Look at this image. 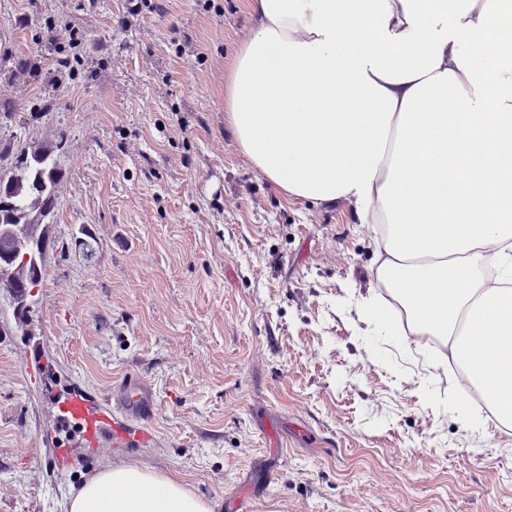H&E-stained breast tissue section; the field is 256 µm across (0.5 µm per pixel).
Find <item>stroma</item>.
Masks as SVG:
<instances>
[{
  "mask_svg": "<svg viewBox=\"0 0 512 512\" xmlns=\"http://www.w3.org/2000/svg\"><path fill=\"white\" fill-rule=\"evenodd\" d=\"M248 3L0 0V149L63 145L28 322L0 289V512H66L107 466L213 512H512V427L435 411L453 371L359 313L380 289L374 234L236 144L224 82ZM33 336L89 390L146 376L159 447L41 463Z\"/></svg>",
  "mask_w": 512,
  "mask_h": 512,
  "instance_id": "35a3bbf8",
  "label": "stroma"
}]
</instances>
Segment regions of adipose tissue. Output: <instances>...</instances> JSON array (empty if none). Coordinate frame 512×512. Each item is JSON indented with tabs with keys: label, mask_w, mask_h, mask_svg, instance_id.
<instances>
[{
	"label": "adipose tissue",
	"mask_w": 512,
	"mask_h": 512,
	"mask_svg": "<svg viewBox=\"0 0 512 512\" xmlns=\"http://www.w3.org/2000/svg\"><path fill=\"white\" fill-rule=\"evenodd\" d=\"M224 109L241 151L289 196L341 200L373 230L388 296L363 315L449 344L512 423V0H249ZM66 512H211L179 482L100 471Z\"/></svg>",
	"instance_id": "obj_1"
}]
</instances>
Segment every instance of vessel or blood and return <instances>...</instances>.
Returning <instances> with one entry per match:
<instances>
[{"mask_svg": "<svg viewBox=\"0 0 512 512\" xmlns=\"http://www.w3.org/2000/svg\"><path fill=\"white\" fill-rule=\"evenodd\" d=\"M51 416L42 436L54 471L67 470L73 454H94L103 448H153L159 437L151 421L158 409L154 385L137 373L126 374L106 392L94 395L62 382L42 346H35L24 366Z\"/></svg>", "mask_w": 512, "mask_h": 512, "instance_id": "1", "label": "vessel or blood"}]
</instances>
